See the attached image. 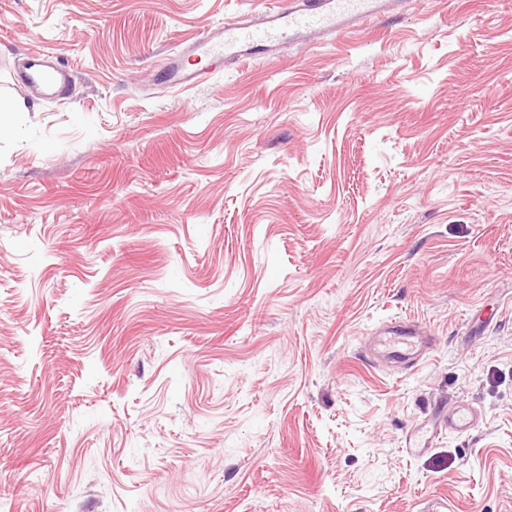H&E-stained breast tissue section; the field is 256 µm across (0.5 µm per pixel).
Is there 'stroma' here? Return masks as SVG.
Masks as SVG:
<instances>
[{"mask_svg": "<svg viewBox=\"0 0 512 512\" xmlns=\"http://www.w3.org/2000/svg\"><path fill=\"white\" fill-rule=\"evenodd\" d=\"M274 2L0 0V512H512V0L150 88ZM14 79L30 94L47 91L59 101L70 99L74 82L67 65L42 51H30L21 69L15 64ZM381 336L383 357L397 365L416 364L430 341L422 328L411 321L391 322ZM477 420L476 411L464 405H458L443 415L442 424L448 426V432L466 433L474 428Z\"/></svg>", "mask_w": 512, "mask_h": 512, "instance_id": "obj_1", "label": "stroma"}]
</instances>
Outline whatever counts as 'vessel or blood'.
<instances>
[{"mask_svg":"<svg viewBox=\"0 0 512 512\" xmlns=\"http://www.w3.org/2000/svg\"><path fill=\"white\" fill-rule=\"evenodd\" d=\"M398 0H276L275 5L254 21L240 14L224 20L201 35L178 42L154 69L158 85L188 88L208 82L227 68H237L256 55H271L284 42L302 41L312 35H340L357 31L374 21L396 16ZM14 79L29 93L49 92L60 101L69 100L73 72L52 55L32 51ZM429 338L411 321L387 325L382 333V353L397 365H412L425 354ZM476 411L459 405L444 414L442 423L450 432L466 433L474 428Z\"/></svg>","mask_w":512,"mask_h":512,"instance_id":"obj_1","label":"vessel or blood"}]
</instances>
